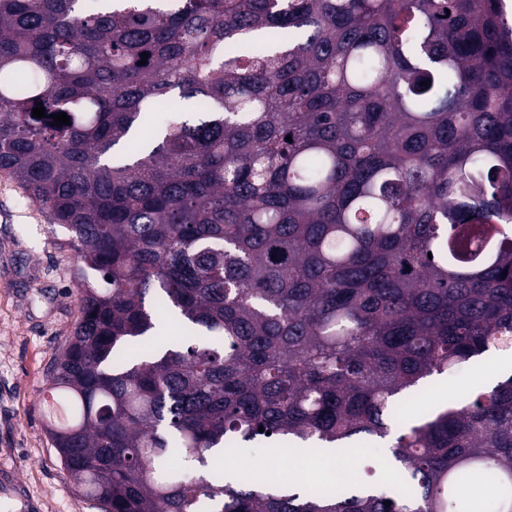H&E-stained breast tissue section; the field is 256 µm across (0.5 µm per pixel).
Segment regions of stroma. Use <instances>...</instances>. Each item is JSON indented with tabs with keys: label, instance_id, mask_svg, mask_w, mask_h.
I'll list each match as a JSON object with an SVG mask.
<instances>
[{
	"label": "stroma",
	"instance_id": "stroma-1",
	"mask_svg": "<svg viewBox=\"0 0 512 512\" xmlns=\"http://www.w3.org/2000/svg\"><path fill=\"white\" fill-rule=\"evenodd\" d=\"M64 229L0 173V512H102L60 462L46 432L40 400L50 365L79 316L74 253ZM490 383L511 371L499 352L486 353L453 376L427 379L431 405L466 397L475 376Z\"/></svg>",
	"mask_w": 512,
	"mask_h": 512
}]
</instances>
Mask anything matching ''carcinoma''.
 <instances>
[{"label":"carcinoma","instance_id":"1","mask_svg":"<svg viewBox=\"0 0 512 512\" xmlns=\"http://www.w3.org/2000/svg\"><path fill=\"white\" fill-rule=\"evenodd\" d=\"M0 171L79 261L42 406L105 512H512V375L397 404L512 352L499 0H0ZM388 437L329 483L214 462ZM500 357V352H488L477 362L468 364L453 376L429 378L425 381L423 395L430 400V405L434 406L447 405L450 401L463 399L468 394L476 374L482 370L487 371L490 375L489 380L483 385L494 386L497 381L510 374V367L505 369L500 364ZM446 395L449 400H444ZM271 444H257L255 448L244 453H233L224 456V469L236 470L243 464L257 459H268L274 456L275 448H271Z\"/></svg>","mask_w":512,"mask_h":512}]
</instances>
